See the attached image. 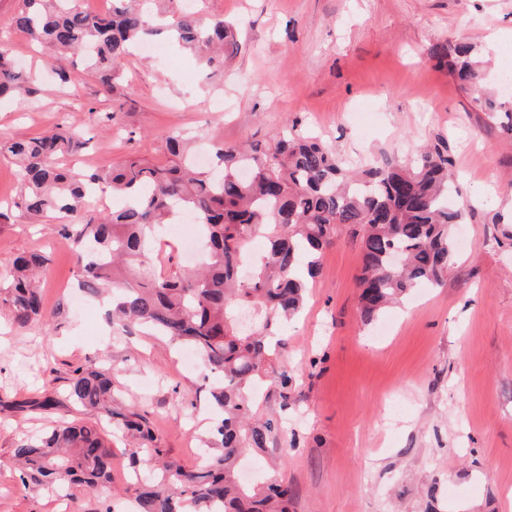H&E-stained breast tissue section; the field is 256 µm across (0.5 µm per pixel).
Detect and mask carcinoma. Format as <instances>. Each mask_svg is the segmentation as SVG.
<instances>
[{"label": "carcinoma", "mask_w": 512, "mask_h": 512, "mask_svg": "<svg viewBox=\"0 0 512 512\" xmlns=\"http://www.w3.org/2000/svg\"><path fill=\"white\" fill-rule=\"evenodd\" d=\"M134 2L112 0L111 11L91 14L82 0H21L7 27L81 58L108 93L124 57L162 30L213 75L224 73L225 54L239 49L224 20L198 8L153 0L161 12L155 27ZM432 54L449 58L451 75L512 143V97L486 93L475 47L459 41ZM35 93L1 48L0 100L24 104ZM90 142L86 131L63 120L41 136L1 144L15 160L19 190L12 206L0 209V220H9L14 207L34 224L54 221L73 253L78 288L92 296L112 290V323L198 353L206 375L215 376L208 388L214 410L208 462L187 470L161 460L164 449L147 417L116 409L112 369L78 366L64 400L45 395L27 406L48 412L66 403L91 419L20 439L13 458L22 485L72 499L75 486L93 490L109 482L112 451L99 432L105 422L134 438L132 460L147 453L158 462L137 495L138 512H288L287 486L271 474L247 484L240 471L244 451L267 448L283 428L276 416H260L250 388L268 378L288 399V372L276 369L274 359L284 345L277 328L304 306L308 284L297 270L304 266L315 277L336 235L360 237V316L367 323L417 286L444 285L451 228L463 223L468 208L453 182L452 158L436 144L409 161L383 155L349 175L335 151L293 127L263 146L213 142L219 173L196 165L190 139L179 132L165 140L171 155L165 166L129 159L118 168L87 171L61 161ZM101 185L123 200L120 208L93 207L89 195ZM185 212L200 226L205 260L196 269L172 264L159 272L153 256L162 227ZM256 238L264 251L249 262L247 245ZM49 261L45 253L22 254L0 277V303L21 329L52 318L36 282Z\"/></svg>", "instance_id": "carcinoma-1"}]
</instances>
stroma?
I'll list each match as a JSON object with an SVG mask.
<instances>
[{
  "instance_id": "stroma-1",
  "label": "stroma",
  "mask_w": 512,
  "mask_h": 512,
  "mask_svg": "<svg viewBox=\"0 0 512 512\" xmlns=\"http://www.w3.org/2000/svg\"><path fill=\"white\" fill-rule=\"evenodd\" d=\"M20 0H0V44L34 79L37 104H0V143L33 137L62 119L93 141L87 170L140 157L166 163L165 138L189 130L202 141L264 143L295 126L319 135L343 158H404L444 142L464 194H490L455 225L453 267L441 287L416 289L375 323L359 315L360 248L348 234L323 254L299 315L282 327L276 365L293 381L287 398L263 384L265 411L284 433L246 470L258 480L268 462L291 487L290 512H512V147L475 106L434 45L469 37L488 82L512 60V0H206L209 17L237 22L242 49L223 77L169 46V60L127 56L104 92L81 64L62 87L50 51L5 28ZM113 113L112 130L95 112ZM502 223H493L494 215ZM45 250L44 302L50 324L16 329L0 317V512H104L129 505L134 469L128 440H112V480L62 500L24 488L12 450L51 420L18 410L43 395L62 397L72 370L111 365L119 408L144 413L168 459L201 467L196 450L209 424L208 383L186 369L168 342L125 334L108 321L106 301L84 297L76 311L77 270L54 226L20 210L0 223V273L19 253ZM194 396L192 407L178 393Z\"/></svg>"
}]
</instances>
